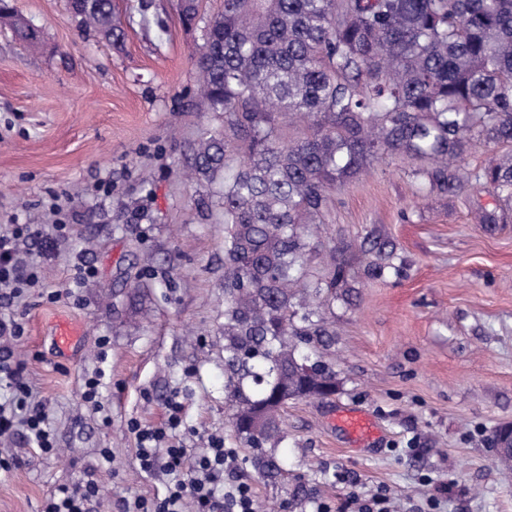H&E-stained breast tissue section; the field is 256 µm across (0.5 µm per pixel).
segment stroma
<instances>
[{
    "label": "stroma",
    "mask_w": 512,
    "mask_h": 512,
    "mask_svg": "<svg viewBox=\"0 0 512 512\" xmlns=\"http://www.w3.org/2000/svg\"><path fill=\"white\" fill-rule=\"evenodd\" d=\"M15 5L43 40L21 43L0 24V226L73 233L25 245L39 283L0 308V321L24 328L13 350L59 447L0 440L20 461L0 475V512H42L90 472L101 486L93 512L163 496L168 479L141 471L128 423L163 426L174 395L188 455L223 438L236 476L277 512H359L381 489L395 512H512V474L490 445L512 423V223L489 232L473 220L491 193L426 196L400 156L336 191L324 246L371 232L404 270L374 279L355 262L350 294L323 305L332 336L304 351L333 368L339 389L284 406L283 472L257 480L226 388L222 216L198 206L206 190L185 176L200 132L224 127L197 94L190 50L202 28L182 26L179 0H113L125 32L116 46L69 0ZM85 266L94 274L83 279ZM59 319L80 331L65 354L50 336ZM98 371L92 403L82 381ZM344 410L369 414L379 438L348 439L336 423Z\"/></svg>",
    "instance_id": "obj_1"
}]
</instances>
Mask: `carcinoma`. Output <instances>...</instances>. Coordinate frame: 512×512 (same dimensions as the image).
Here are the masks:
<instances>
[{
	"label": "carcinoma",
	"mask_w": 512,
	"mask_h": 512,
	"mask_svg": "<svg viewBox=\"0 0 512 512\" xmlns=\"http://www.w3.org/2000/svg\"><path fill=\"white\" fill-rule=\"evenodd\" d=\"M79 22L118 44L112 0H71ZM0 17L19 39L9 0ZM200 95L224 113V130L201 134L191 178L208 188L200 205L224 217V365L236 434L252 447L280 442L276 416L290 399L336 392L320 361L299 375V344L331 335L322 299L348 287L345 247L324 249V273L307 269L336 188L385 156L401 155L428 192L456 195L475 181L492 188L480 206L487 230L512 208V0H224L195 51ZM302 127L295 138L284 129ZM483 167L462 173L472 151ZM369 269L401 273L388 243L369 241ZM274 478L276 455L254 458Z\"/></svg>",
	"instance_id": "carcinoma-1"
}]
</instances>
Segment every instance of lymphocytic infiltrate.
Instances as JSON below:
<instances>
[{
	"label": "lymphocytic infiltrate",
	"mask_w": 512,
	"mask_h": 512,
	"mask_svg": "<svg viewBox=\"0 0 512 512\" xmlns=\"http://www.w3.org/2000/svg\"><path fill=\"white\" fill-rule=\"evenodd\" d=\"M41 235V228L36 224H17L0 232L1 304H12L22 289L38 283V273L22 260L19 244ZM0 383L11 391L9 402L0 403V439L21 433L43 452L55 453L56 442L45 408L34 401L32 390L23 378L21 363L13 361L11 351L5 349H0ZM181 411V402L172 399L167 403L164 426L145 428L134 420L129 423L138 442L141 470L150 475L160 467L169 477L164 497L134 499L131 512H183L188 500L193 502L194 512H256L250 483L241 479L229 485L224 482L234 452L223 441H214L207 453L188 458L176 439L182 424ZM99 491L98 483L91 478L59 487L47 499L43 512H91L90 505L97 501Z\"/></svg>",
	"instance_id": "1"
}]
</instances>
